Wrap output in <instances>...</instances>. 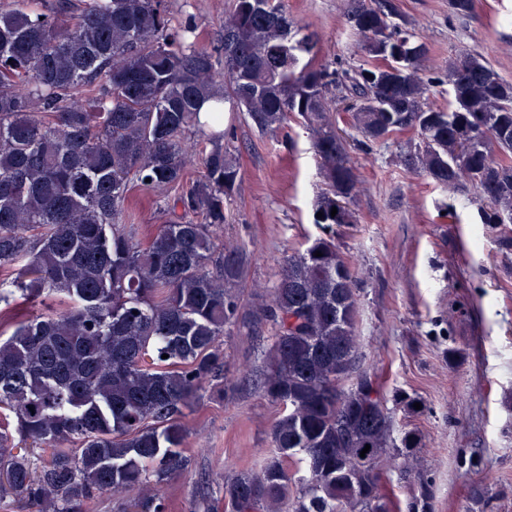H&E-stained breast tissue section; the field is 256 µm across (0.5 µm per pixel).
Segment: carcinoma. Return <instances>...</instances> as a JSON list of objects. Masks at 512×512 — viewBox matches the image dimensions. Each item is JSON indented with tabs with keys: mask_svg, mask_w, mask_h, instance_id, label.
Here are the masks:
<instances>
[{
	"mask_svg": "<svg viewBox=\"0 0 512 512\" xmlns=\"http://www.w3.org/2000/svg\"><path fill=\"white\" fill-rule=\"evenodd\" d=\"M384 2L362 7L353 28L364 45L382 26L400 40L403 61L375 106L366 74L378 65L302 61L314 36L277 0L252 14L230 0L224 12L223 37L246 35V84L223 55L196 48L195 26L172 25L170 0H13L0 10V274L16 271L0 279V327L13 326L0 340V495L37 512H85L103 493L138 490L132 512H170L161 485L185 461L183 410L224 397L226 330L268 324L260 389L284 413L259 467L224 477L232 512H389L384 460L414 457L420 440L413 430L392 439L376 381L336 384L359 340L358 294L342 282L349 267L334 237L290 256L269 300L247 310L235 288L249 256L215 242L239 162L216 140L195 150L202 175L187 176L201 104L217 122L231 102L262 133L299 112L324 184L315 223L350 224L358 180L329 118L342 103L360 149L394 125L413 129L419 143L404 164L444 187L469 183L487 203L483 223L512 219V97L473 55L448 62V78L466 66L448 107L431 103L427 46ZM331 82L346 93H326ZM135 187L177 191L170 219L145 241L122 221ZM19 298L52 304L21 319ZM293 466L304 475L292 478Z\"/></svg>",
	"mask_w": 512,
	"mask_h": 512,
	"instance_id": "obj_1",
	"label": "carcinoma"
}]
</instances>
